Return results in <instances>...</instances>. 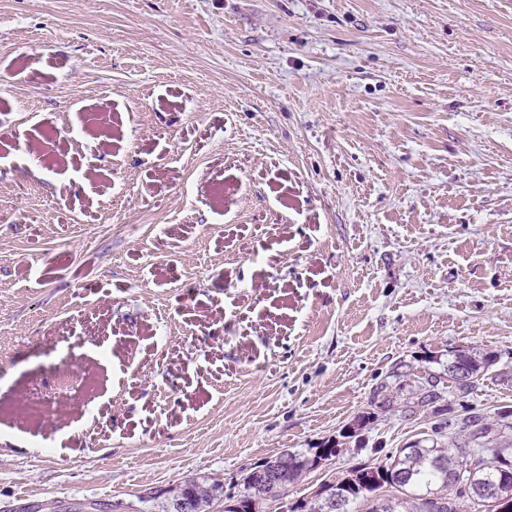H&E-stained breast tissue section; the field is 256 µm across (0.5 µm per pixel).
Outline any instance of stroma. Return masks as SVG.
<instances>
[{
    "instance_id": "obj_1",
    "label": "stroma",
    "mask_w": 512,
    "mask_h": 512,
    "mask_svg": "<svg viewBox=\"0 0 512 512\" xmlns=\"http://www.w3.org/2000/svg\"><path fill=\"white\" fill-rule=\"evenodd\" d=\"M510 410L512 0H0V512ZM491 363L490 359H484L479 362L475 357L465 353L459 352L454 355V358L448 362V375L452 377L455 383L458 384L459 390L463 392H469L476 387L478 377L483 376L488 369V365ZM460 368L467 371V375L462 378H456L452 374L453 368Z\"/></svg>"
}]
</instances>
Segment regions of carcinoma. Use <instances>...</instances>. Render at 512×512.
<instances>
[{
  "label": "carcinoma",
  "instance_id": "1",
  "mask_svg": "<svg viewBox=\"0 0 512 512\" xmlns=\"http://www.w3.org/2000/svg\"><path fill=\"white\" fill-rule=\"evenodd\" d=\"M490 363L459 352L448 362V369L467 371L453 381L459 390L469 392ZM486 451L490 452L488 458ZM336 452L334 444L309 453L282 452L243 474L236 492L224 491L217 479L195 475L168 493L171 503L183 500L196 512H208L221 502L223 512H259V507H250L256 493L263 494L265 502L282 500L288 486ZM271 466L277 467V483L256 487L258 472ZM331 499L333 512H351L352 504L359 505L362 512H459L460 503L473 512H512V448H424L415 443L398 449L384 463H360L322 481L311 495L289 504L288 512H324L322 502Z\"/></svg>",
  "mask_w": 512,
  "mask_h": 512
}]
</instances>
